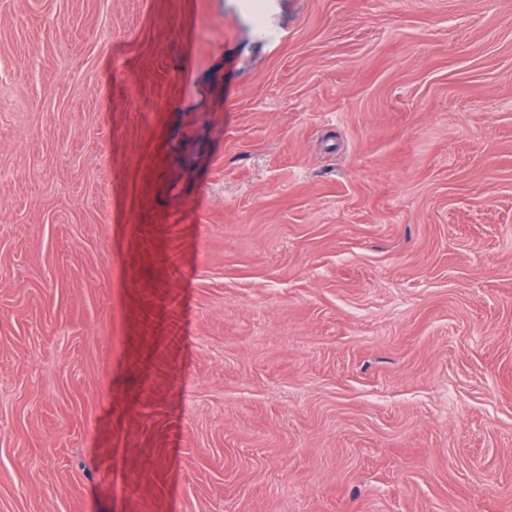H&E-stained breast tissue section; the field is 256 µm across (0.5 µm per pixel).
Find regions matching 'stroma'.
I'll return each mask as SVG.
<instances>
[{"label":"stroma","instance_id":"1","mask_svg":"<svg viewBox=\"0 0 512 512\" xmlns=\"http://www.w3.org/2000/svg\"><path fill=\"white\" fill-rule=\"evenodd\" d=\"M0 0V512H512V0Z\"/></svg>","mask_w":512,"mask_h":512}]
</instances>
